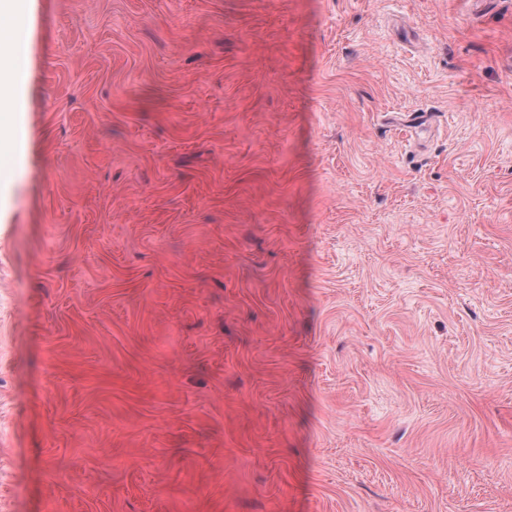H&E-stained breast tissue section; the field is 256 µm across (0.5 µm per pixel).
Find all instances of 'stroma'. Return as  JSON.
Instances as JSON below:
<instances>
[{
    "label": "stroma",
    "mask_w": 512,
    "mask_h": 512,
    "mask_svg": "<svg viewBox=\"0 0 512 512\" xmlns=\"http://www.w3.org/2000/svg\"><path fill=\"white\" fill-rule=\"evenodd\" d=\"M33 17L0 512H512V0Z\"/></svg>",
    "instance_id": "obj_1"
}]
</instances>
